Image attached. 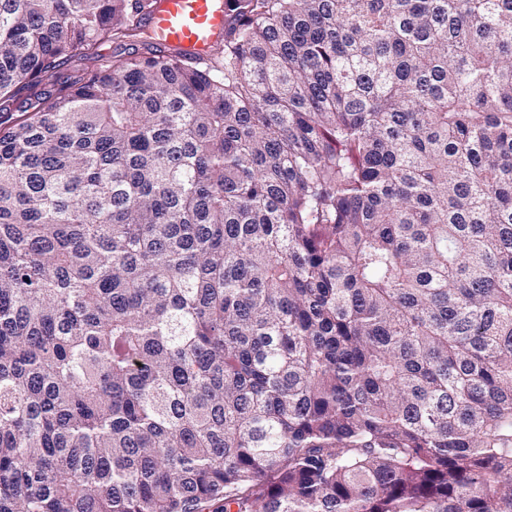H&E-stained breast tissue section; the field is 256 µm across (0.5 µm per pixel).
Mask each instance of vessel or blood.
<instances>
[{
  "label": "vessel or blood",
  "instance_id": "obj_1",
  "mask_svg": "<svg viewBox=\"0 0 512 512\" xmlns=\"http://www.w3.org/2000/svg\"><path fill=\"white\" fill-rule=\"evenodd\" d=\"M224 21L220 0H161L146 26L163 45L203 51L223 36Z\"/></svg>",
  "mask_w": 512,
  "mask_h": 512
}]
</instances>
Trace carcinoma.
Here are the masks:
<instances>
[{
	"instance_id": "obj_1",
	"label": "carcinoma",
	"mask_w": 512,
	"mask_h": 512,
	"mask_svg": "<svg viewBox=\"0 0 512 512\" xmlns=\"http://www.w3.org/2000/svg\"><path fill=\"white\" fill-rule=\"evenodd\" d=\"M159 2L0 0V512H512V0ZM224 6L217 0H162L146 26L162 45L205 51L224 36Z\"/></svg>"
}]
</instances>
